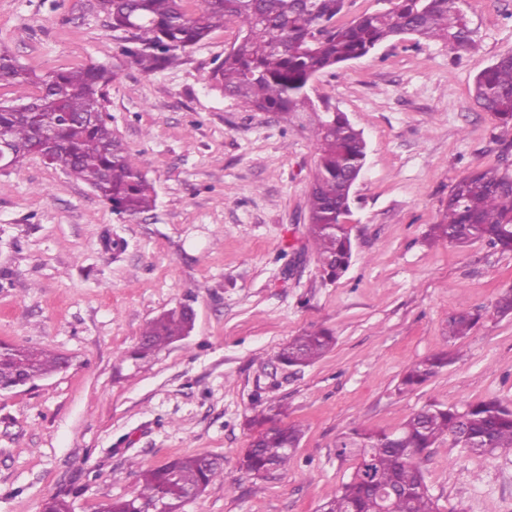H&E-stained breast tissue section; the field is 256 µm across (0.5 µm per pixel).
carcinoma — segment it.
<instances>
[{"label":"carcinoma","mask_w":512,"mask_h":512,"mask_svg":"<svg viewBox=\"0 0 512 512\" xmlns=\"http://www.w3.org/2000/svg\"><path fill=\"white\" fill-rule=\"evenodd\" d=\"M114 32L125 34L124 55L144 72L171 66L179 53L204 41L230 19L240 24V43L224 54L211 79L224 93L256 112H313L308 87L328 69L363 57L401 35L439 40L451 50L472 43L462 9L464 0H396L385 12L365 13L336 23L345 0H198L190 12L186 0H97ZM116 77L112 68L88 64L45 75L23 67L0 47V86L33 84L39 90L30 106H0V131L21 152L39 157L87 185L121 218H136L156 203L153 183L136 155L112 132L103 110L105 89ZM478 107L512 123V52L499 56L479 73L473 86ZM316 173L308 197V231L317 260L331 279L348 270L353 243L347 223L350 195L367 158V142L341 112L325 111L315 131ZM428 238L466 246L485 241L512 252V174L489 167L458 180L448 194L442 220ZM479 315L462 309L448 317V342L469 335ZM188 306L153 319L133 352L146 359L183 339L193 328ZM335 338L324 329L304 332L282 346L284 365L308 366L330 350ZM460 358L439 352L414 363L402 376L401 389L412 390ZM38 377L62 369V358L43 350L0 347V380L9 381L19 364ZM260 430L241 455L238 468L250 476L287 469L299 447L302 429L281 425L275 416H255ZM485 457L512 448V404L490 398L462 408L432 401L392 432L354 426L336 438V457L354 461L353 472L322 512H440L429 493L421 460L443 440ZM224 472L217 457L198 454L176 458L142 474L138 493L113 499L103 512H140L163 502L172 509L184 498L200 496ZM41 512H71L66 498L52 494Z\"/></svg>","instance_id":"obj_1"}]
</instances>
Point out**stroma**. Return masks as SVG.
I'll return each mask as SVG.
<instances>
[{"label":"stroma","mask_w":512,"mask_h":512,"mask_svg":"<svg viewBox=\"0 0 512 512\" xmlns=\"http://www.w3.org/2000/svg\"><path fill=\"white\" fill-rule=\"evenodd\" d=\"M94 3L0 0V45L40 74L112 66L105 109L156 206L119 218L36 157L0 172V343L67 361L0 394V512H41L49 494L101 512L143 472L194 454L223 457L224 476L182 512H319L353 471L333 448L353 425L391 430L432 400L512 403V316L495 312L512 253L424 240L457 180L512 166V123L472 101L476 75L512 49V0H466L468 50L402 36L311 82L314 104L368 143L353 260L337 280L306 241L314 115L253 111L210 79L239 23L146 73ZM181 305L195 313L190 336L133 359L143 328ZM463 306L480 315L463 359L399 391L411 364L449 350ZM318 329L336 339L323 357L277 362ZM270 406L303 438L287 471L250 477L238 469L247 421ZM421 468L441 512H512V448L476 457L447 439Z\"/></svg>","instance_id":"obj_1"}]
</instances>
